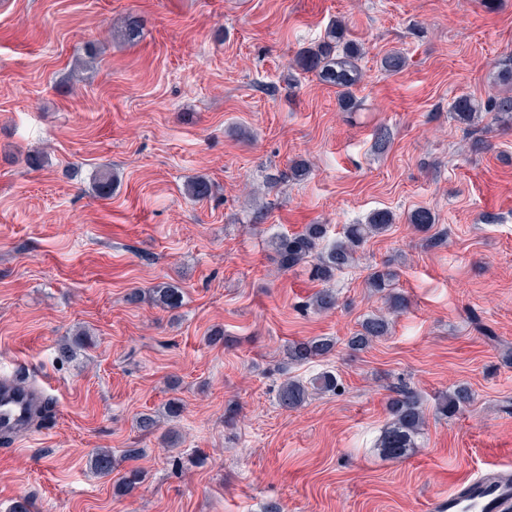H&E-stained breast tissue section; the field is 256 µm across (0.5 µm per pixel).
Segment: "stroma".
I'll list each match as a JSON object with an SVG mask.
<instances>
[{"instance_id": "35a3bbf8", "label": "stroma", "mask_w": 512, "mask_h": 512, "mask_svg": "<svg viewBox=\"0 0 512 512\" xmlns=\"http://www.w3.org/2000/svg\"><path fill=\"white\" fill-rule=\"evenodd\" d=\"M337 18L363 49L357 112L291 67ZM392 50L408 61L388 74ZM509 53L512 0H0V374L30 372L49 404L0 441V512H436L461 480L512 469V125L451 113L458 96L505 93ZM300 159L310 174L287 179ZM102 168L116 176L106 195ZM199 177L212 185L200 202L183 192ZM419 207L429 232L408 222ZM381 209L395 222L331 281L336 309L309 308L320 282L280 271L271 237L324 224L329 246ZM384 268L409 307L352 351L384 308L366 286ZM164 283L181 307L126 300ZM315 336L334 352L287 363L289 342ZM325 370L339 391L279 406L284 379ZM460 384L471 405L437 413ZM400 386L426 427L393 460L376 444ZM174 398L183 411L165 419ZM144 414L178 444L142 435ZM97 448L112 449V476L91 470ZM131 469L144 479L124 496L115 480Z\"/></svg>"}]
</instances>
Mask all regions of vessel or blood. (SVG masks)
Segmentation results:
<instances>
[{
  "label": "vessel or blood",
  "instance_id": "b4317fda",
  "mask_svg": "<svg viewBox=\"0 0 512 512\" xmlns=\"http://www.w3.org/2000/svg\"><path fill=\"white\" fill-rule=\"evenodd\" d=\"M43 405L42 390L15 377H0V436L22 435ZM447 512H512V474L490 471L448 493Z\"/></svg>",
  "mask_w": 512,
  "mask_h": 512
}]
</instances>
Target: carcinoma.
Segmentation results:
<instances>
[{
	"label": "carcinoma",
	"mask_w": 512,
	"mask_h": 512,
	"mask_svg": "<svg viewBox=\"0 0 512 512\" xmlns=\"http://www.w3.org/2000/svg\"><path fill=\"white\" fill-rule=\"evenodd\" d=\"M346 31L344 21L337 19L332 22L318 43L298 53L294 67L313 73L319 80L336 87L341 108L346 112H355L360 107V101L354 94V88L363 78L358 64L361 52L356 43L346 39ZM406 63V57L394 51L381 59L380 68L388 73H397ZM451 111L454 119L463 124L474 123L484 112L494 113L501 123H512V94L492 96L482 104L469 96H460L453 101ZM185 194L195 201H203L211 195V184L204 178L189 181L185 185ZM408 220L420 232L431 229L436 223L434 213L424 207L414 209ZM394 222L392 212L376 210L363 223L345 225L340 239L328 249L321 245L327 232L324 224H308L301 231L276 235L271 238L270 245L279 270L286 272L307 263L312 279L327 283L351 267L358 250L371 238L385 233ZM392 279V273L383 270H376L370 275L368 285L375 292L384 294L387 312L365 317L360 329L348 339L350 349L364 350L388 335L392 317L407 309V298L391 290ZM151 292L156 304L164 308L176 309L181 305L180 290L173 286L158 285ZM337 303L338 297L333 289L321 288L312 297L310 307L318 312H327L336 308ZM335 345L334 339L327 336L294 341L286 348L285 356L288 363L299 364L329 356ZM338 387L339 380L331 371L320 372L307 381L289 377L279 388L278 403L286 410H296L310 396L334 392ZM472 401L471 389L461 384L440 397L437 412L451 417ZM388 411L390 422L380 438L378 449L389 459H405L424 429L425 409L416 392L403 388L395 391V396L389 400ZM90 467L102 477L112 475L115 469L112 450L101 448L96 451L90 459ZM142 480L143 473L131 469L120 478L118 491L124 495L130 494Z\"/></svg>",
	"instance_id": "carcinoma-1"
}]
</instances>
